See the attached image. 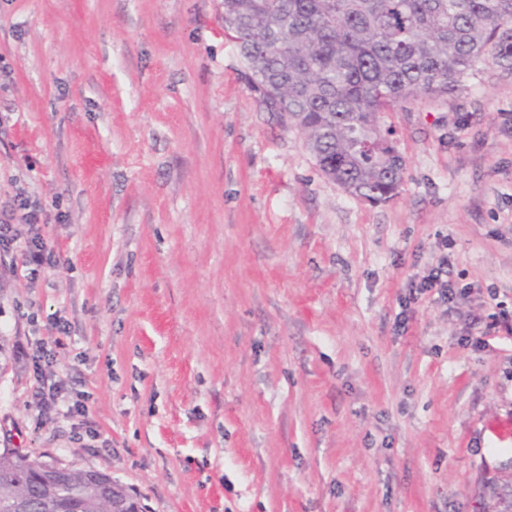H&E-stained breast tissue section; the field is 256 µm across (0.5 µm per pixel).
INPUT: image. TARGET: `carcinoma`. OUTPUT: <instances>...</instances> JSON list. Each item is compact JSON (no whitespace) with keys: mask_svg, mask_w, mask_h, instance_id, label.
<instances>
[{"mask_svg":"<svg viewBox=\"0 0 512 512\" xmlns=\"http://www.w3.org/2000/svg\"><path fill=\"white\" fill-rule=\"evenodd\" d=\"M512 29V0H224V33L248 85L304 137L320 172L374 204L397 197L405 160L386 112L462 90ZM99 471L40 465L0 450V512H109L137 503ZM483 512H512V482L489 486Z\"/></svg>","mask_w":512,"mask_h":512,"instance_id":"cac0c4a2","label":"carcinoma"}]
</instances>
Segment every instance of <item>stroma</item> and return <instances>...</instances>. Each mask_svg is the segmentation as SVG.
I'll return each instance as SVG.
<instances>
[{
    "instance_id": "35a3bbf8",
    "label": "stroma",
    "mask_w": 512,
    "mask_h": 512,
    "mask_svg": "<svg viewBox=\"0 0 512 512\" xmlns=\"http://www.w3.org/2000/svg\"><path fill=\"white\" fill-rule=\"evenodd\" d=\"M246 71L223 0H0V212L37 199L61 258L0 265V443L142 512H480L512 476V336L461 340L512 315V37L383 115L387 204ZM443 255L469 296H415ZM42 375L96 439L40 413Z\"/></svg>"
}]
</instances>
